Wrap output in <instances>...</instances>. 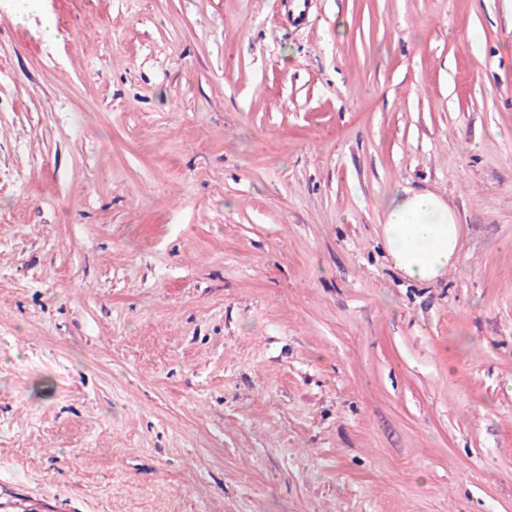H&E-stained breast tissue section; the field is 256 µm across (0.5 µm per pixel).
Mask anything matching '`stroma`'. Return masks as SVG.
<instances>
[{"label":"stroma","instance_id":"1","mask_svg":"<svg viewBox=\"0 0 512 512\" xmlns=\"http://www.w3.org/2000/svg\"><path fill=\"white\" fill-rule=\"evenodd\" d=\"M0 491L512 512V0H0ZM383 232L394 268L407 278L433 282L458 266L459 224L432 193L390 198Z\"/></svg>","mask_w":512,"mask_h":512}]
</instances>
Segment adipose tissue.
<instances>
[{
	"label": "adipose tissue",
	"mask_w": 512,
	"mask_h": 512,
	"mask_svg": "<svg viewBox=\"0 0 512 512\" xmlns=\"http://www.w3.org/2000/svg\"><path fill=\"white\" fill-rule=\"evenodd\" d=\"M383 232L394 268L407 278L433 282L458 265L459 226L434 194L390 198Z\"/></svg>",
	"instance_id": "obj_1"
}]
</instances>
